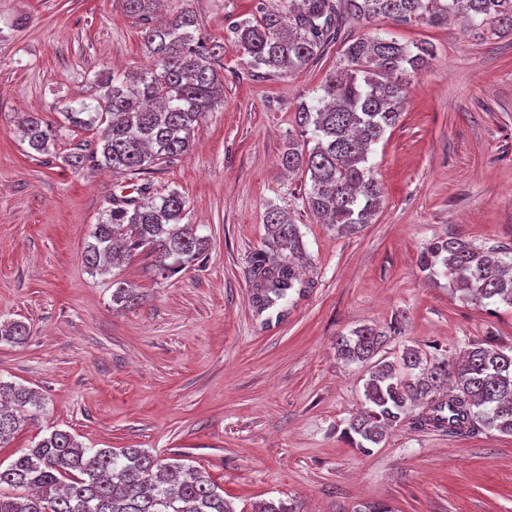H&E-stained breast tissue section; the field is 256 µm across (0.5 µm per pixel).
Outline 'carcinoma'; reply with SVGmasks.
Returning <instances> with one entry per match:
<instances>
[{"mask_svg": "<svg viewBox=\"0 0 512 512\" xmlns=\"http://www.w3.org/2000/svg\"><path fill=\"white\" fill-rule=\"evenodd\" d=\"M164 0H124V9L143 24L142 40L151 68L120 77L96 75L99 94L63 99L54 110L77 128L93 132L86 148L65 156L74 168L100 167L145 174L160 160L188 154L194 127L221 98L219 74L224 44L200 31L195 13L181 9L157 21ZM377 17L438 26L450 18L468 29L512 33V0H289L286 12H264L231 26L233 46L249 56L253 69L294 71L317 58L338 36L347 17ZM343 64L320 85L313 104L296 113L300 139L288 141L281 157L289 171L303 170L310 188L305 200L321 224L340 234L371 223L382 187L368 163L372 145L399 121L406 76L433 57L424 44L409 46L367 34L343 44ZM21 133L31 150L53 154L57 128L29 115ZM185 207L176 190L146 195L105 211L83 254L91 269L121 268L146 250L159 270L175 274L195 261L202 246L181 223ZM270 244L287 255L272 261L258 252L251 260L255 301L265 307L299 281L294 259L303 253L299 228L276 207L265 216ZM420 269L448 278L463 299L480 306L512 308V246H476L457 236L438 238L421 253ZM114 300L138 299L134 287L116 282ZM28 327L0 324V342L22 344ZM387 335L363 325L338 338L347 363L374 362L364 396L368 407L346 434L362 451L378 445L405 419L416 427L450 433L476 428L512 436V348L474 340L461 359L434 360L403 348L399 364L373 361ZM423 405L420 413L413 410ZM41 403L29 389L0 381V446L21 426L37 419ZM0 512H233L222 490L203 471L181 459L163 462L141 448H85L66 431L52 430L0 466ZM257 512H301L297 503L264 502Z\"/></svg>", "mask_w": 512, "mask_h": 512, "instance_id": "cac0c4a2", "label": "carcinoma"}]
</instances>
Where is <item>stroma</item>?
<instances>
[{
	"label": "stroma",
	"mask_w": 512,
	"mask_h": 512,
	"mask_svg": "<svg viewBox=\"0 0 512 512\" xmlns=\"http://www.w3.org/2000/svg\"><path fill=\"white\" fill-rule=\"evenodd\" d=\"M288 2L169 0L227 48L224 96L196 125L192 150L134 180L154 195L180 192L184 223L205 240L167 277L143 254L111 273L88 268L84 249L123 179L65 162L87 132L63 128L54 154L35 159L19 130L23 113L54 121L59 98L95 94L99 72L144 68L137 20L121 0H0V323L29 327L25 343H0V380L43 405L0 463L58 428L86 448L188 459L235 512L279 499L304 512L381 502L392 512H512V436L404 421L374 448L352 447L345 430L365 409L369 368L336 354L338 337L363 325L386 332L391 361L407 345L453 359L472 340L512 346L511 307L471 304L445 276L419 270L438 237L512 245V36L347 20L304 69L256 73L228 28ZM373 31L434 57L369 155L383 188L377 215L344 236L309 212L308 176L285 172L280 157L344 41ZM272 206L298 225L306 260L300 289L261 311L248 270ZM118 280L138 289L136 305L113 301Z\"/></svg>",
	"instance_id": "35a3bbf8"
}]
</instances>
